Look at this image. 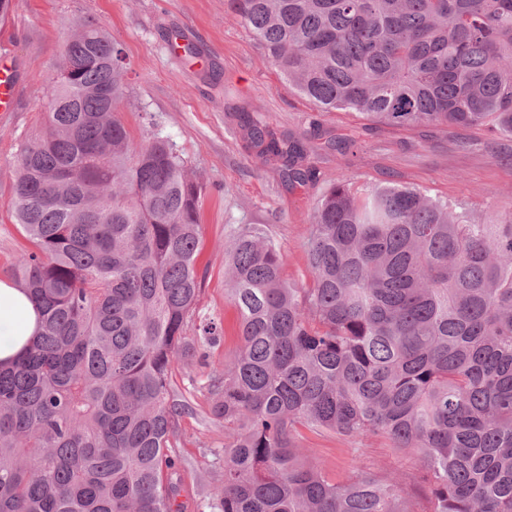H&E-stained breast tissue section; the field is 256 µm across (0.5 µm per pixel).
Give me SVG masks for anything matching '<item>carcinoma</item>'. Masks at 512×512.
<instances>
[{
  "label": "carcinoma",
  "instance_id": "1",
  "mask_svg": "<svg viewBox=\"0 0 512 512\" xmlns=\"http://www.w3.org/2000/svg\"><path fill=\"white\" fill-rule=\"evenodd\" d=\"M288 85L325 110L512 138V0H233ZM17 156L14 269L40 329L0 365V512H185L175 455L191 410L170 388L203 276L202 185L164 137L133 145L121 50L84 21ZM241 113L242 138L290 184L314 141ZM308 288L286 282L263 224L225 244L243 346L210 376L224 421L214 512H414L396 482H331L297 426L381 435L431 478V512H512V213L478 220L414 187L314 206Z\"/></svg>",
  "mask_w": 512,
  "mask_h": 512
}]
</instances>
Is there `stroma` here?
I'll return each instance as SVG.
<instances>
[{
  "instance_id": "stroma-1",
  "label": "stroma",
  "mask_w": 512,
  "mask_h": 512,
  "mask_svg": "<svg viewBox=\"0 0 512 512\" xmlns=\"http://www.w3.org/2000/svg\"><path fill=\"white\" fill-rule=\"evenodd\" d=\"M87 20L123 51L130 96L120 117L133 141L151 133L167 137L203 185L197 257L203 282L187 331L189 344L202 355L175 367L171 388L193 407L179 421L175 447L188 491L187 512H208L206 502L224 459V424L210 413L207 385L211 373L233 360L241 346L238 314L225 296L224 243L230 228L266 225L280 248L284 277L304 286L311 280L306 259L311 213L337 175L359 189L386 181L407 184L465 205L474 216L503 217L512 212V156L503 152L512 139L471 129L465 136L473 146L462 150L439 132L376 126L354 112L320 110L289 88L230 0H11L10 15L0 23V54L10 55L17 66L19 105L0 117V279L11 278L17 258L31 249L14 220L11 200L20 145L41 127L48 109L42 78L54 73L66 39ZM179 32L198 46L200 57L172 49ZM228 93L278 130L307 135L320 126L354 136L358 147L346 155L315 149L309 156L314 178L284 183L241 139L235 113L224 109ZM205 319L223 328L216 345H205L195 330ZM298 440L305 455L339 483L360 469L412 475L415 512H431L416 457L394 453L387 439L367 438L356 453L350 441L333 432L302 427Z\"/></svg>"
}]
</instances>
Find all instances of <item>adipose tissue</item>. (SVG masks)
<instances>
[{
    "label": "adipose tissue",
    "instance_id": "ef3b65f1",
    "mask_svg": "<svg viewBox=\"0 0 512 512\" xmlns=\"http://www.w3.org/2000/svg\"><path fill=\"white\" fill-rule=\"evenodd\" d=\"M38 329V313L28 297L12 282L0 280V363L9 364Z\"/></svg>",
    "mask_w": 512,
    "mask_h": 512
}]
</instances>
